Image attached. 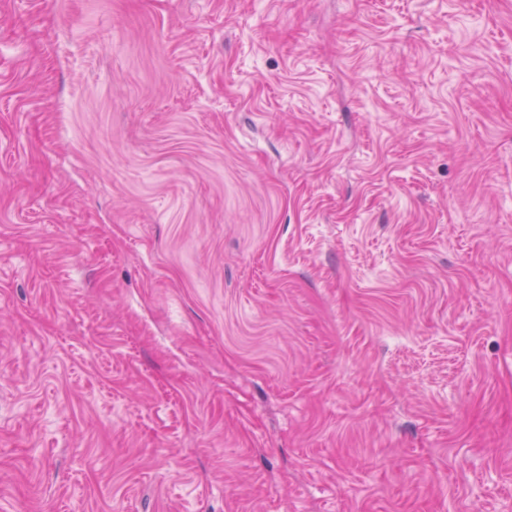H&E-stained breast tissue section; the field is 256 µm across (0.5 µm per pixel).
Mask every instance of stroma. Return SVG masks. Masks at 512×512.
<instances>
[{"mask_svg": "<svg viewBox=\"0 0 512 512\" xmlns=\"http://www.w3.org/2000/svg\"><path fill=\"white\" fill-rule=\"evenodd\" d=\"M0 512H512V0H0Z\"/></svg>", "mask_w": 512, "mask_h": 512, "instance_id": "1", "label": "stroma"}]
</instances>
